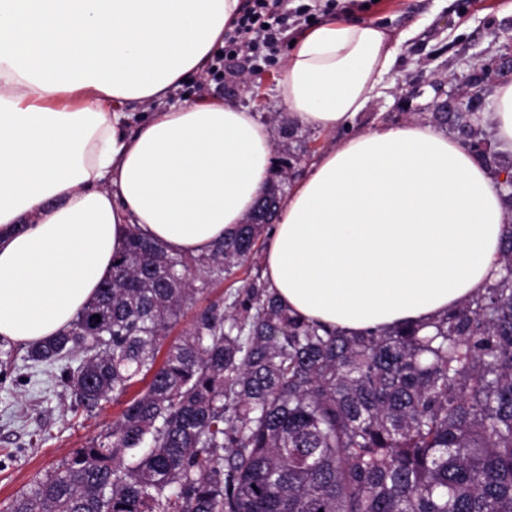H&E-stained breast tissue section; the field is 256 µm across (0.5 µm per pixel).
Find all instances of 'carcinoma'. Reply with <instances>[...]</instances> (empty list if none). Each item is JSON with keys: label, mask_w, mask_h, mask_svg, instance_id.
I'll list each match as a JSON object with an SVG mask.
<instances>
[{"label": "carcinoma", "mask_w": 512, "mask_h": 512, "mask_svg": "<svg viewBox=\"0 0 512 512\" xmlns=\"http://www.w3.org/2000/svg\"><path fill=\"white\" fill-rule=\"evenodd\" d=\"M453 118L479 156L475 113ZM263 189L208 253L135 230L68 331L27 346L73 411L112 426L0 512H512V236L500 278L427 324L349 336L288 312L264 279L211 301L157 362L185 308L234 276L277 219Z\"/></svg>", "instance_id": "cac0c4a2"}]
</instances>
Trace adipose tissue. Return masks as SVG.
<instances>
[{
    "instance_id": "1",
    "label": "adipose tissue",
    "mask_w": 512,
    "mask_h": 512,
    "mask_svg": "<svg viewBox=\"0 0 512 512\" xmlns=\"http://www.w3.org/2000/svg\"><path fill=\"white\" fill-rule=\"evenodd\" d=\"M240 0H0V337L65 332L129 229L198 255L273 173L268 124L195 101L127 130L224 46ZM408 33L326 17L276 76L291 120L351 125ZM512 212L460 142L417 121L352 134L291 187L263 277L303 319L351 335L422 325L492 283Z\"/></svg>"
}]
</instances>
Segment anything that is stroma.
<instances>
[{
    "instance_id": "35a3bbf8",
    "label": "stroma",
    "mask_w": 512,
    "mask_h": 512,
    "mask_svg": "<svg viewBox=\"0 0 512 512\" xmlns=\"http://www.w3.org/2000/svg\"><path fill=\"white\" fill-rule=\"evenodd\" d=\"M300 26L290 29L255 68L234 69L223 78L193 77L171 96V103L206 97L231 100L261 113L265 120L288 115L274 80L299 29L321 19L315 0ZM329 13L385 25L394 32L414 29L402 43L392 70L354 118L351 132L398 124L431 115L437 94L469 97L471 78L481 88V138L487 143L490 172L512 165V152L491 140L489 116L498 88L512 82V0H332ZM14 381L0 389V506L54 470L76 449L111 426L124 407L110 402L90 414L73 413L71 396L48 374L31 368L26 347H11Z\"/></svg>"
}]
</instances>
